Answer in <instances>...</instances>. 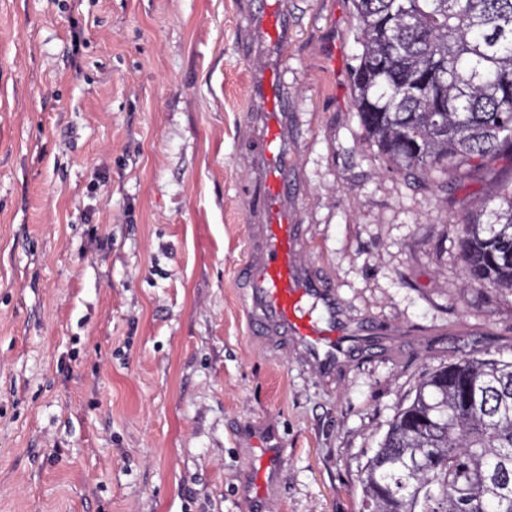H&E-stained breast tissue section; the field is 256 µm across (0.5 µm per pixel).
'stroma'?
Here are the masks:
<instances>
[{"mask_svg": "<svg viewBox=\"0 0 512 512\" xmlns=\"http://www.w3.org/2000/svg\"><path fill=\"white\" fill-rule=\"evenodd\" d=\"M267 0H0V512H358L371 448L427 374L512 358V295L466 282L465 215L503 154L433 181L392 169L353 109L352 0H283L300 251L370 337L326 379L251 336ZM284 478L257 497L251 429Z\"/></svg>", "mask_w": 512, "mask_h": 512, "instance_id": "35a3bbf8", "label": "stroma"}]
</instances>
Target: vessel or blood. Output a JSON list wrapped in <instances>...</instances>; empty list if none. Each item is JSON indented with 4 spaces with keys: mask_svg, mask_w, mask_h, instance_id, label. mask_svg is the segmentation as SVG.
I'll use <instances>...</instances> for the list:
<instances>
[{
    "mask_svg": "<svg viewBox=\"0 0 512 512\" xmlns=\"http://www.w3.org/2000/svg\"><path fill=\"white\" fill-rule=\"evenodd\" d=\"M244 28L252 46L267 53L250 77L247 115L257 144L249 256L239 278L249 330L331 375L377 329L346 322L335 288L298 259L304 233L288 207V104L278 94L275 75L288 45V18L264 9L246 15Z\"/></svg>",
    "mask_w": 512,
    "mask_h": 512,
    "instance_id": "b4317fda",
    "label": "vessel or blood"
}]
</instances>
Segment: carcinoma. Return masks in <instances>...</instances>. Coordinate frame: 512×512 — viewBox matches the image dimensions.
<instances>
[{
  "mask_svg": "<svg viewBox=\"0 0 512 512\" xmlns=\"http://www.w3.org/2000/svg\"><path fill=\"white\" fill-rule=\"evenodd\" d=\"M353 5V108L384 162L435 178L512 153V0ZM461 230L465 278L512 293V178ZM358 484L359 512H512V361L424 377Z\"/></svg>",
  "mask_w": 512,
  "mask_h": 512,
  "instance_id": "cac0c4a2",
  "label": "carcinoma"
}]
</instances>
